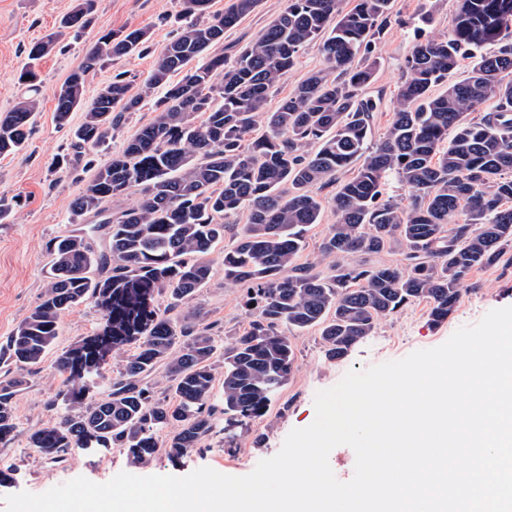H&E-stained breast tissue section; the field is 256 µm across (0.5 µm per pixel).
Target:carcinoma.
I'll use <instances>...</instances> for the list:
<instances>
[{"instance_id": "obj_1", "label": "carcinoma", "mask_w": 512, "mask_h": 512, "mask_svg": "<svg viewBox=\"0 0 512 512\" xmlns=\"http://www.w3.org/2000/svg\"><path fill=\"white\" fill-rule=\"evenodd\" d=\"M179 35L155 59L138 89L123 74L90 102L85 75L112 60L148 49L149 31L105 27L57 93L56 120L83 112L68 158L75 170L90 149L145 100L154 120L100 166L71 203L105 230L98 252L86 234L49 245L51 272L41 301L0 345V362L17 376L0 380V445L17 430L16 396L57 344L62 314L91 302L102 314L94 334L61 350L66 375L63 410L32 430L29 447L58 460L74 448H119L135 463L159 449L178 458L215 434L217 415H264L272 395L296 367L281 327L318 329L331 360L345 358L378 321L426 299L434 324L454 311L471 273L512 249V0H458L448 34L416 43L403 65L393 120L370 145L371 112L362 90L376 74L372 43L392 0H288L258 37L227 57L213 47L259 0H230L209 15V0H181ZM94 0H81L59 29L33 42L17 84L14 107L0 113V155L29 140L40 106L37 66L66 31L95 22ZM320 41L325 67L310 73L273 112L272 89L293 69L301 50ZM465 78L454 79L462 61ZM181 78L173 82V74ZM161 95H156V92ZM493 110L468 118L488 102ZM205 115L204 122L195 116ZM354 176L343 182L347 169ZM398 180L411 201L383 197ZM317 185H334L336 215L316 263L299 264L307 228L319 223ZM140 192L138 203L112 201ZM465 211L467 222L456 218ZM247 213L238 241L224 248V282L245 289L254 319L224 346L217 326L190 302L206 287L224 217ZM399 237L407 251L396 265L366 266ZM133 353L116 372L112 354ZM224 359L221 395L214 393V359ZM163 371L172 396L160 397L149 377Z\"/></svg>"}]
</instances>
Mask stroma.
I'll use <instances>...</instances> for the list:
<instances>
[{"mask_svg":"<svg viewBox=\"0 0 512 512\" xmlns=\"http://www.w3.org/2000/svg\"><path fill=\"white\" fill-rule=\"evenodd\" d=\"M287 3L288 0H261L255 11L225 30L218 51L234 55L253 41ZM74 5L75 0H0V112L12 109L18 99L16 73L26 61V48L54 31ZM94 6L95 24L67 35L56 51L40 63L41 104L27 148L15 155L0 156V196L16 195L22 200L21 208L0 223V343L42 298L50 241L93 224L92 216L72 217L74 197L92 179L96 167L108 162L113 153L155 118L151 102H144L129 113L124 125L113 131L104 146L93 151L91 167L62 175L54 172L52 162L68 152L71 130L81 123L83 114L74 112L66 125H58L57 90L82 66L101 27L148 28L151 48L147 53L118 58L111 65L89 71L84 87L88 100L94 99L117 73H126L136 80L146 77L158 54L180 30L181 0H95ZM456 10L457 0H395L372 53L378 63L377 79L364 91L365 97L377 104L371 119V142L381 140L391 123L392 102L402 82L401 65L405 57L416 42L448 33ZM322 65L319 44H309L293 70L271 92L267 111H275L298 83ZM194 305L205 312L208 321L218 324V336L223 341L241 333L249 321L242 289L225 286L224 267L218 261L214 262L208 285L196 296ZM507 306H512V251L504 253L495 265L472 272L453 313L443 324L431 322L427 301L412 302L382 318L370 336L338 361L326 357L318 330L290 331L297 367L273 395L264 416L218 430L200 447L188 449L180 459H170L161 450L144 465L132 463L118 450L78 449L64 460L53 461L28 447L29 430L53 419L49 402L63 388V378L54 365L56 355L48 353L40 371L26 375V383L17 397L15 439L8 447H0V470H18L15 483L0 486V512H5L6 496L22 491L41 494L79 476L104 483L121 472L181 477L202 467L229 476L248 475L261 460L280 451L291 430L313 422L316 393L335 386L348 371L365 370L403 359L418 350L438 347L457 329L476 325L489 311ZM100 322L101 315L94 305L69 309L61 318L59 347L91 335Z\"/></svg>","mask_w":512,"mask_h":512,"instance_id":"35a3bbf8","label":"stroma"}]
</instances>
